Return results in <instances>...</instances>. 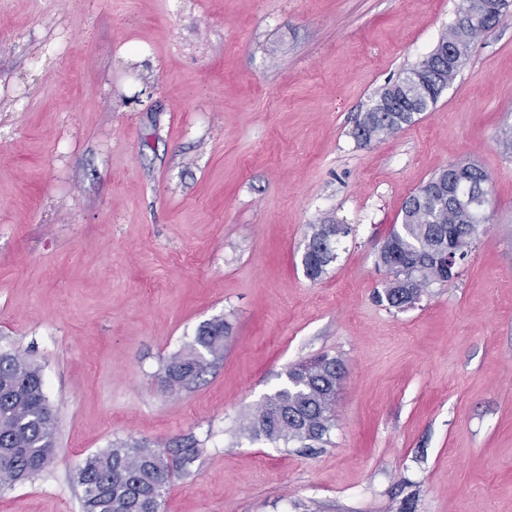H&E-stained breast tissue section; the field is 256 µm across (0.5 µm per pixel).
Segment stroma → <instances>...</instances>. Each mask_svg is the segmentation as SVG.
I'll list each match as a JSON object with an SVG mask.
<instances>
[{
  "instance_id": "35a3bbf8",
  "label": "stroma",
  "mask_w": 512,
  "mask_h": 512,
  "mask_svg": "<svg viewBox=\"0 0 512 512\" xmlns=\"http://www.w3.org/2000/svg\"><path fill=\"white\" fill-rule=\"evenodd\" d=\"M462 4L0 0V350L41 366L57 417L53 465L0 512H80L88 454L187 438L161 512H512V12L418 121L352 136ZM456 162L490 178L475 252L378 303L406 198ZM332 222L352 231L314 283L305 237ZM214 318L223 358L170 389ZM320 353L344 371L328 442L246 436ZM229 327L223 319H215L200 325L194 339L173 354L165 365V377L169 387L185 388L195 383L210 362L224 355V340Z\"/></svg>"
}]
</instances>
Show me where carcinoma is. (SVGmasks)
I'll return each mask as SVG.
<instances>
[{"label":"carcinoma","mask_w":512,"mask_h":512,"mask_svg":"<svg viewBox=\"0 0 512 512\" xmlns=\"http://www.w3.org/2000/svg\"><path fill=\"white\" fill-rule=\"evenodd\" d=\"M458 38L470 45L463 20L456 17L439 43ZM459 71H439L436 58L426 55L403 76L385 87L374 105L357 121L354 137L367 146L419 120L435 105ZM456 183L463 193H483L489 178L480 168L457 164ZM419 187L405 201L402 222L392 228L378 253L389 282L384 295L392 308L416 302L431 285L449 280L437 260L446 248L455 263H465L480 227L488 222L484 208L461 209L439 191L422 195ZM343 224H312L301 264L316 282L338 258ZM229 327L215 319L199 326L194 339L173 354L165 365L170 387L185 388L197 381L224 355ZM334 356L320 354L288 367L286 380L256 407L248 437L264 439L276 448L324 442L335 426L336 366ZM56 417L44 391L40 366L19 353L0 351V487L30 479L53 460ZM202 452L195 441L154 448L146 443H115L89 454L78 468L82 487L81 512H161L165 490L176 472L188 474Z\"/></svg>","instance_id":"obj_1"}]
</instances>
